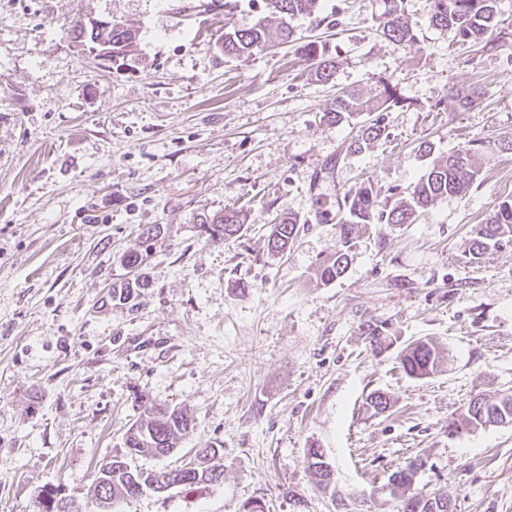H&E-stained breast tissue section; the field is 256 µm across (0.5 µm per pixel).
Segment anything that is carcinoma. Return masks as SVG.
Masks as SVG:
<instances>
[{
  "mask_svg": "<svg viewBox=\"0 0 512 512\" xmlns=\"http://www.w3.org/2000/svg\"><path fill=\"white\" fill-rule=\"evenodd\" d=\"M383 5L382 33L391 42L405 45L416 42V35L410 26L405 9V0H381ZM499 0H426L429 26L454 31L462 42H478L489 28L497 24ZM239 0H210L203 4V12L224 10L228 16L238 11ZM265 16L250 26L235 27L224 33L221 49L224 55L232 57L252 56L257 52L294 40L295 29L291 21L307 16L314 18L317 25L336 26L333 15H324L321 0H262ZM73 41L82 50L93 53L99 44H112V56L124 59L137 49L138 31L133 26L118 23L108 31L84 30L75 23L71 30ZM302 56L315 78L329 83L336 73L337 61L326 56L316 42L310 41L302 47ZM405 101L389 86L375 100L367 103L353 94L336 98L323 114L331 125H339L361 112H388L404 108ZM386 127L380 120L367 119L358 126L349 140L346 151H362L370 143L382 138ZM480 172L478 157L473 149H459L448 154V158L430 165L418 182L408 192V198L392 205L384 204L374 193L371 184H362L347 192L343 198L331 205L318 198L319 208L315 220L319 223L336 220V251L317 268L321 282L328 284L343 276L351 261L355 245L354 230L360 224H413L420 213L447 196H464L476 182ZM247 214L238 209H226L224 214L212 219L207 225L209 237L214 241L238 236L244 230ZM300 232L299 221L285 216L271 225L268 235V250L282 254L288 250ZM512 242V200H504L488 214L484 223L476 225L468 252L469 262L475 263L490 249H497ZM404 373L415 379H425L435 374L442 365V358L434 342L429 339L415 340L399 353ZM145 418L135 421L127 430L124 447L112 452V460L100 462L95 474L93 495H98L101 485L109 488L112 507L124 499L136 497L151 489L145 484L139 489L131 481L132 461L136 457H163L180 447L184 435L191 426L188 413L176 406L153 403L144 410ZM512 424V393L489 398H473L465 412L448 421V434L476 430L487 425ZM203 467L200 475L190 476L182 484L184 488L198 485L217 486L224 481V457L214 446L203 449ZM308 469L317 485L327 489L334 481V471L322 451L309 448L305 454ZM420 465L410 463L398 467L388 478L393 485L391 494L401 498V512H453L448 495L430 491L416 485Z\"/></svg>",
  "mask_w": 512,
  "mask_h": 512,
  "instance_id": "obj_1",
  "label": "carcinoma"
}]
</instances>
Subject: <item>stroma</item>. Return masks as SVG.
<instances>
[{
    "label": "stroma",
    "instance_id": "obj_1",
    "mask_svg": "<svg viewBox=\"0 0 512 512\" xmlns=\"http://www.w3.org/2000/svg\"><path fill=\"white\" fill-rule=\"evenodd\" d=\"M200 2L0 0V512H36L49 485L93 512L98 462L152 403L179 405L192 425L180 453L137 466L174 467L210 443L224 481L147 492L121 512H399L388 477L416 459L418 483L454 512H512V426L448 433L474 396L512 392V245L465 258L473 227L512 199V0L477 45L407 0L406 46L383 36L378 0H322L337 28L300 18L298 41L241 58L221 49L225 16L176 12ZM89 18L138 28L123 65L70 41ZM302 39L338 60L331 83L316 81ZM386 82L405 108L384 113L387 138L345 153L351 126L323 112ZM451 86L481 95L465 109ZM481 141L497 149L466 196L413 224L359 226L346 274L320 283L336 227L315 222L310 188L327 164L337 190L367 178L386 200ZM243 205V233L212 242L203 220ZM278 216L304 229L277 256ZM155 224L149 288L114 298ZM380 322L390 339L377 351L365 330ZM419 338L444 355L424 380L397 361ZM375 391L391 399L380 415L366 406ZM313 446L335 470L326 491L305 463Z\"/></svg>",
    "mask_w": 512,
    "mask_h": 512
}]
</instances>
